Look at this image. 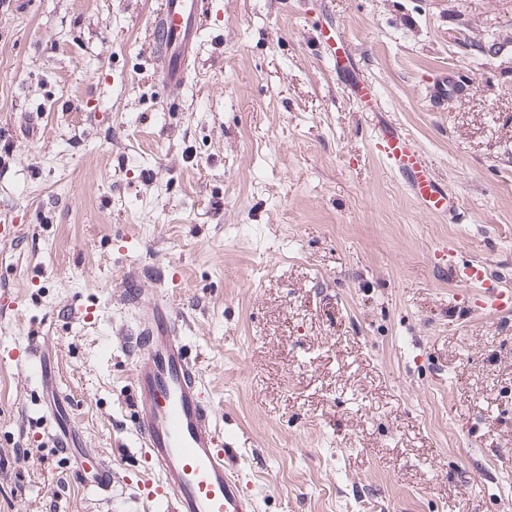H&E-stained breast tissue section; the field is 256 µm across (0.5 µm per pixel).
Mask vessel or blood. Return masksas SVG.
Segmentation results:
<instances>
[{
    "label": "vessel or blood",
    "mask_w": 512,
    "mask_h": 512,
    "mask_svg": "<svg viewBox=\"0 0 512 512\" xmlns=\"http://www.w3.org/2000/svg\"><path fill=\"white\" fill-rule=\"evenodd\" d=\"M148 31L155 54V78L179 94L190 77L201 31L199 0H159ZM380 150L422 207L447 213L451 200L428 169L421 152L410 148L381 112L371 111ZM486 266L470 263L457 276L483 291L475 311L512 308V289L485 288ZM136 439L156 474L147 497L165 512H256L241 487L224 448L214 408L204 395L199 363L180 334L178 317L163 296H156L134 338L132 386ZM55 437L66 443L78 477L97 494L110 492L114 471L103 459L89 458L73 444L77 428L67 413L51 408Z\"/></svg>",
    "instance_id": "b4317fda"
}]
</instances>
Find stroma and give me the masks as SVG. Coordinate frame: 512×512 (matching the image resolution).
Returning a JSON list of instances; mask_svg holds the SVG:
<instances>
[{"label": "stroma", "mask_w": 512, "mask_h": 512, "mask_svg": "<svg viewBox=\"0 0 512 512\" xmlns=\"http://www.w3.org/2000/svg\"><path fill=\"white\" fill-rule=\"evenodd\" d=\"M157 3L0 0V512H163L130 396L158 290L257 512H512V313L452 273L512 283V0H201L175 97ZM343 47L455 216L385 165ZM32 336L111 495L55 440ZM347 71L350 74L349 92L357 98H372L375 90L371 82L359 76V74L347 63H340L336 59V72Z\"/></svg>", "instance_id": "1"}]
</instances>
